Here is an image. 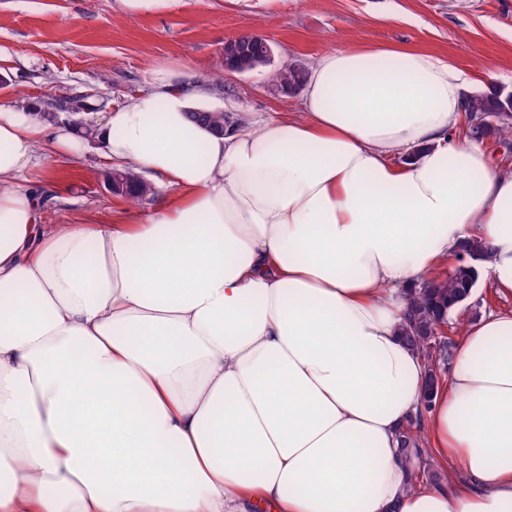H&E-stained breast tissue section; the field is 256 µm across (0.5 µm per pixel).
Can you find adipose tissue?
I'll list each match as a JSON object with an SVG mask.
<instances>
[{"label":"adipose tissue","instance_id":"ef3b65f1","mask_svg":"<svg viewBox=\"0 0 512 512\" xmlns=\"http://www.w3.org/2000/svg\"><path fill=\"white\" fill-rule=\"evenodd\" d=\"M468 71L405 45L310 66L299 115L216 135L161 66L107 161L175 187L42 223L71 131L0 104V512H512V311L424 402L409 299L473 239L512 294V172L455 130ZM422 429L448 485L409 488Z\"/></svg>","mask_w":512,"mask_h":512}]
</instances>
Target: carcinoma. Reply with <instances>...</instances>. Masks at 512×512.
<instances>
[{
    "mask_svg": "<svg viewBox=\"0 0 512 512\" xmlns=\"http://www.w3.org/2000/svg\"><path fill=\"white\" fill-rule=\"evenodd\" d=\"M240 64L252 70L264 66L259 40L251 34H243L233 47L231 65L236 67ZM305 78L306 70L299 66H284L270 73L272 86L292 92L301 89ZM192 119L220 134L224 132L226 112L202 109L192 113ZM461 133L474 140L511 137L512 95L493 92L466 96L465 125ZM106 180L118 183V195L130 200L133 206L148 198L146 191L139 190V185L143 184L142 177L131 166L108 172ZM480 278V269L459 254L453 268L445 276L429 281L422 287L425 304L410 311L405 335L427 363L423 386L424 401L427 404L431 402L434 390L442 378V366L453 356L454 343L444 334L443 310H448L451 315L459 307L471 302ZM400 443L407 458L422 456L421 450L417 448V438L410 432L402 433Z\"/></svg>",
    "mask_w": 512,
    "mask_h": 512,
    "instance_id": "1",
    "label": "carcinoma"
}]
</instances>
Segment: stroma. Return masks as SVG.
Listing matches in <instances>:
<instances>
[{
    "label": "stroma",
    "mask_w": 512,
    "mask_h": 512,
    "mask_svg": "<svg viewBox=\"0 0 512 512\" xmlns=\"http://www.w3.org/2000/svg\"><path fill=\"white\" fill-rule=\"evenodd\" d=\"M244 30L270 39L272 62L225 73L224 42ZM354 42L422 48L473 71L475 92L490 84L512 93V0H170L136 14L122 0H0V102L84 96L98 122L168 65L206 84L204 108L281 120L300 112L301 96L275 94L271 69L308 67ZM107 168L94 144L77 160L35 168L33 177L55 183L43 223H110L125 201L105 183Z\"/></svg>",
    "instance_id": "obj_1"
}]
</instances>
